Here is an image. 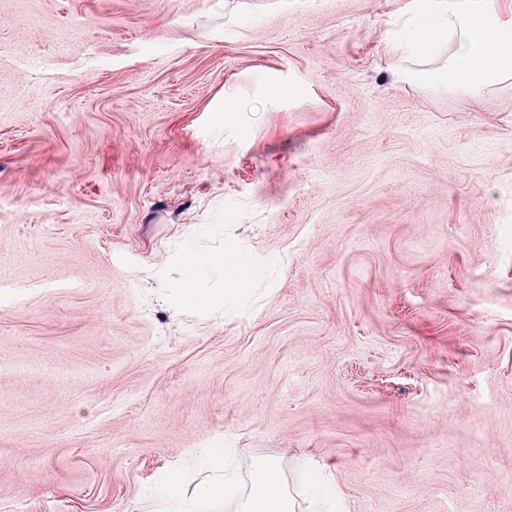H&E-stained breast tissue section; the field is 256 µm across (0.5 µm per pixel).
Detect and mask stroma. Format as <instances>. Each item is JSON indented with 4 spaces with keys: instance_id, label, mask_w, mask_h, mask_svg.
Masks as SVG:
<instances>
[{
    "instance_id": "1",
    "label": "stroma",
    "mask_w": 512,
    "mask_h": 512,
    "mask_svg": "<svg viewBox=\"0 0 512 512\" xmlns=\"http://www.w3.org/2000/svg\"><path fill=\"white\" fill-rule=\"evenodd\" d=\"M405 2L0 0V512H191L216 446L223 512H512V81L397 82ZM227 254H200L190 252L183 256L182 259V296L185 302L191 303L200 308H206L215 304H224L229 300L237 298L243 288H239L240 280L238 278H230L227 288L220 293L214 295H200L194 288L193 274L198 268H208L216 265L224 266L228 271H237L241 275L246 274L247 265L242 264L237 267H231L227 263ZM248 512H293L294 507L283 493L282 474L277 463L267 460L260 468L258 483Z\"/></svg>"
}]
</instances>
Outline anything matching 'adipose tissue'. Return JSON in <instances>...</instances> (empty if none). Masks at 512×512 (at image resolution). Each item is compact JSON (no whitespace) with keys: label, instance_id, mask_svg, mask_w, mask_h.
<instances>
[{"label":"adipose tissue","instance_id":"1","mask_svg":"<svg viewBox=\"0 0 512 512\" xmlns=\"http://www.w3.org/2000/svg\"><path fill=\"white\" fill-rule=\"evenodd\" d=\"M413 26L402 34L399 51L414 57L416 68L395 62L393 74L402 82H437L450 86L465 108L476 107L484 91L512 79V0H411ZM447 53L444 68L431 70L427 64ZM223 254L190 252L182 259V296L200 308L237 298L239 279H229L224 290L214 295L198 294L193 274L197 269L223 266ZM248 512H294L283 493L282 474L275 461L260 468L258 483Z\"/></svg>","mask_w":512,"mask_h":512}]
</instances>
